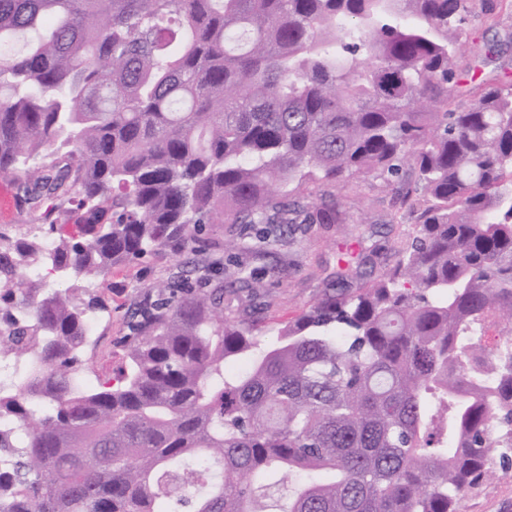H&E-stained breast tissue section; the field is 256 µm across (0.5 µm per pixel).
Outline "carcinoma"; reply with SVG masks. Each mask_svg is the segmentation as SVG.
I'll return each instance as SVG.
<instances>
[{"label": "carcinoma", "mask_w": 512, "mask_h": 512, "mask_svg": "<svg viewBox=\"0 0 512 512\" xmlns=\"http://www.w3.org/2000/svg\"><path fill=\"white\" fill-rule=\"evenodd\" d=\"M472 2L0 0V170L53 240L0 239V512H263L286 475L277 512H459L512 476V342L482 344L512 324V84L440 111ZM405 164L414 234L364 286L268 342L224 289L169 282L79 383L92 280L217 217L280 275L303 225L346 223L305 183ZM227 287L259 299L241 269Z\"/></svg>", "instance_id": "cac0c4a2"}]
</instances>
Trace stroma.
<instances>
[{"label": "stroma", "instance_id": "stroma-1", "mask_svg": "<svg viewBox=\"0 0 512 512\" xmlns=\"http://www.w3.org/2000/svg\"><path fill=\"white\" fill-rule=\"evenodd\" d=\"M500 41L495 59L482 61L480 53L493 41ZM456 57L458 83L448 93L449 107L474 99L488 85L512 78V0H503L494 14L474 10L462 33ZM320 185L308 186L306 196L318 198L329 193ZM336 202L347 214L344 224H311L299 231L294 242L283 250L288 268L284 277L264 279L260 298L262 315L270 328L307 311L334 282L337 257L342 249L361 253L366 270L380 273L393 263L395 253L412 233L414 224L402 208L395 190L377 177L355 180L334 189ZM239 225H211L209 237L219 263L207 274L208 287L226 280L229 271L245 267L257 271L264 262L245 250L225 251V241L238 238ZM185 259L170 250H157L114 267L94 293L103 311L95 319L96 332L85 348L91 359L81 374L86 386H96L99 377L111 372L131 333L130 314L144 297L153 294L165 281L177 279ZM459 512H512V479L494 473L469 492L459 504Z\"/></svg>", "mask_w": 512, "mask_h": 512}]
</instances>
